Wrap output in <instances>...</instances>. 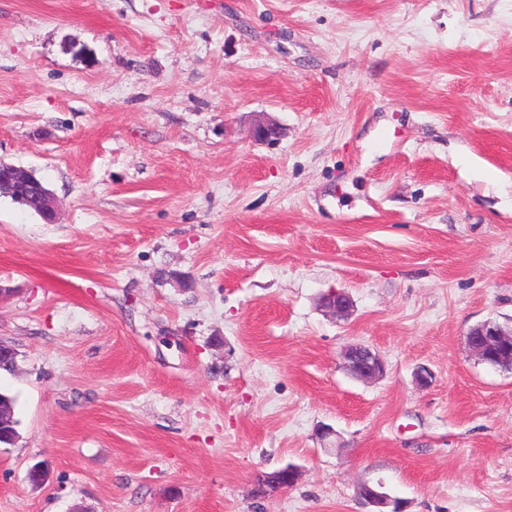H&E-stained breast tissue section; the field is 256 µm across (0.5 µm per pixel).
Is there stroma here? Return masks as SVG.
Instances as JSON below:
<instances>
[{
	"instance_id": "1",
	"label": "stroma",
	"mask_w": 512,
	"mask_h": 512,
	"mask_svg": "<svg viewBox=\"0 0 512 512\" xmlns=\"http://www.w3.org/2000/svg\"><path fill=\"white\" fill-rule=\"evenodd\" d=\"M0 160V512H512V0H0ZM2 193L36 210L46 223L54 222V194L29 170L0 161V194ZM319 307L335 319H347L351 315L353 303L346 293L331 292L320 298ZM468 349L477 359L488 364L512 368V327L485 321L472 327L465 336ZM342 360L346 370L360 381L370 382L383 377L385 364L369 346L354 344L343 349ZM361 498L364 504L373 507L367 512H404L400 501L390 498L387 494L380 492L368 485H364Z\"/></svg>"
}]
</instances>
